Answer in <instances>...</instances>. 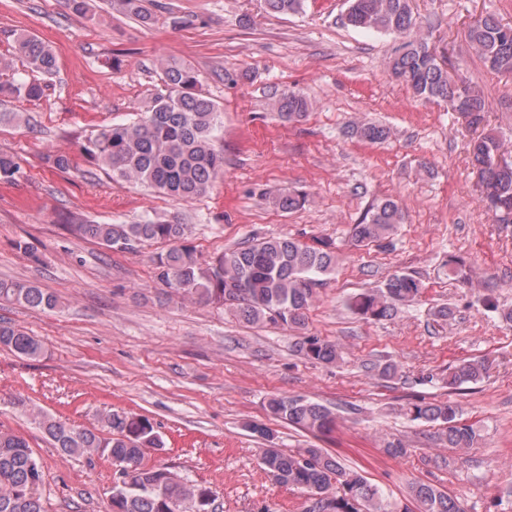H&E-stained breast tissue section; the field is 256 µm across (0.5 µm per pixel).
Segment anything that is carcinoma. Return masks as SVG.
Wrapping results in <instances>:
<instances>
[{"instance_id":"obj_1","label":"carcinoma","mask_w":512,"mask_h":512,"mask_svg":"<svg viewBox=\"0 0 512 512\" xmlns=\"http://www.w3.org/2000/svg\"><path fill=\"white\" fill-rule=\"evenodd\" d=\"M412 0H347L344 24L363 31L391 35L399 40L388 57L392 75L424 100L453 101L469 127L478 129L485 119L486 102L476 88L461 79L448 85V69L442 65L428 38L417 34ZM71 12L96 22L91 0H67ZM117 11L142 24L151 20L145 0H110ZM269 14H296L304 0H263ZM466 40L484 65L498 74H512V25H505L493 13L474 19L466 29ZM13 59L33 73L55 74L56 56L51 47L35 35H19ZM165 88L150 100L145 112L129 123H115L98 130L80 143L87 162L108 171L117 182L141 184L181 200L192 199L224 173V151L217 148L220 131L219 106L200 89L198 73L185 64L164 67ZM46 84L38 78H12L0 82V97L35 102ZM273 109L284 122H296L311 107L297 91L272 89ZM362 141L381 142L390 128L367 122L350 128ZM503 143L491 134H480L469 143L470 160L487 196L480 197L492 212L495 223L512 215V159L496 163ZM24 178L15 156L0 152V184L12 185ZM307 201L306 195L282 191L271 203L293 211ZM404 212L393 199L372 204L351 227L356 245H368L389 238L404 222ZM77 236L94 240L112 251H128L147 242L164 243L167 250L154 258L156 277L175 296L188 301L219 304L251 325L271 323L285 328H306L307 311L316 298L321 277L336 267L333 244L321 239L307 244L288 237H273L225 251L209 259L198 256L189 241L187 225L177 221L147 219L138 224H72ZM424 284L409 273L389 276L375 288L356 294L349 302L355 315L366 321H380L419 300ZM0 300L31 309H54L58 300L35 284L0 283ZM0 347L35 360L43 356L40 339L0 320ZM296 350L316 363L332 364L341 359L340 345L317 336H303ZM488 373L483 359L459 362L448 374V387L457 389L476 384ZM267 411L315 437L332 430L333 410L301 396L274 395ZM412 420L439 425L436 439L456 449L475 447L478 430L459 419L458 406L448 401H412L404 407ZM35 423L66 456L93 455L106 451L117 467V480L110 498L111 512H208L211 492L192 484L165 467L150 465L146 456L163 441L145 416L106 412L97 431L68 426L55 418L31 410ZM260 464L277 483L293 487L310 500L306 512H410L398 507L390 495L371 484L356 469L345 467L336 455L309 445L284 451L275 446L261 449ZM42 468L26 440L0 429V512H46L40 494ZM410 496L417 512H465L461 501L427 483L414 482Z\"/></svg>"}]
</instances>
